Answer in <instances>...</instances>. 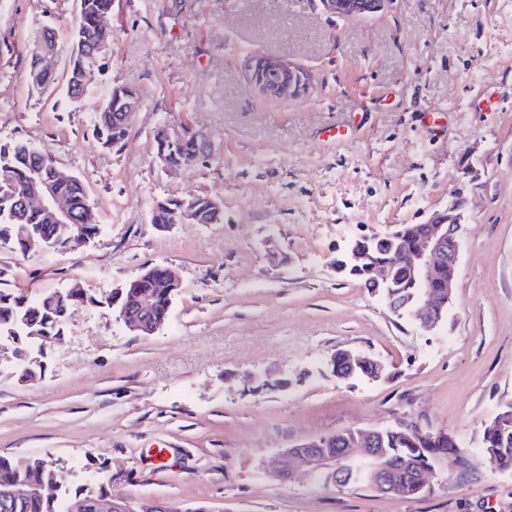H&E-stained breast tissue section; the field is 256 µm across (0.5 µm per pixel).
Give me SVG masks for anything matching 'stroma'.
I'll return each mask as SVG.
<instances>
[{
  "instance_id": "stroma-1",
  "label": "stroma",
  "mask_w": 512,
  "mask_h": 512,
  "mask_svg": "<svg viewBox=\"0 0 512 512\" xmlns=\"http://www.w3.org/2000/svg\"><path fill=\"white\" fill-rule=\"evenodd\" d=\"M76 0H0V143L49 151L83 179L101 232L74 249L0 247V279L37 294L93 296L47 344L41 378L0 372V455L60 460L68 490L111 482L130 501L186 512H512V471L482 448L512 403V0H386L357 20L319 0H112V42L88 94L63 79ZM55 85L29 80L45 27ZM258 54L310 76L295 99L248 82ZM141 100L122 145L92 116L114 83ZM343 126L344 136L329 131ZM206 132L208 157L164 171L156 132ZM217 198V224L160 230L156 201ZM468 199L455 290L421 330L333 266L355 238L422 223ZM181 288L165 325L130 333L101 299L155 263ZM339 351L382 376L337 378ZM287 388L250 391L252 381ZM416 427L451 437L426 493L324 482L276 454L348 429Z\"/></svg>"
}]
</instances>
